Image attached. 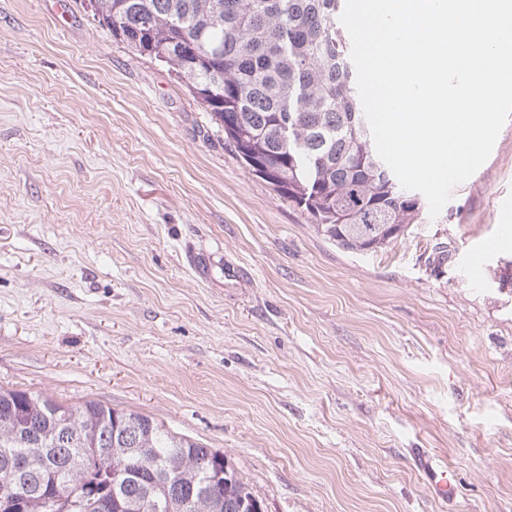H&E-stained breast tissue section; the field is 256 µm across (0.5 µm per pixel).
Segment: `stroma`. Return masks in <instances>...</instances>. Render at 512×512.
Returning <instances> with one entry per match:
<instances>
[{
    "mask_svg": "<svg viewBox=\"0 0 512 512\" xmlns=\"http://www.w3.org/2000/svg\"><path fill=\"white\" fill-rule=\"evenodd\" d=\"M67 2L0 0V387L162 421L265 512H512V116L438 216L347 251ZM411 455L415 468L425 475L428 486L436 496L444 500L453 496V490L448 480V470L440 465H434L435 455L429 449L413 448Z\"/></svg>",
    "mask_w": 512,
    "mask_h": 512,
    "instance_id": "1",
    "label": "stroma"
}]
</instances>
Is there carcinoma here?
<instances>
[{
	"instance_id": "cac0c4a2",
	"label": "carcinoma",
	"mask_w": 512,
	"mask_h": 512,
	"mask_svg": "<svg viewBox=\"0 0 512 512\" xmlns=\"http://www.w3.org/2000/svg\"><path fill=\"white\" fill-rule=\"evenodd\" d=\"M85 9L137 56L168 67L256 176L352 251L382 248L422 204L378 157L358 95L344 0H88ZM64 414L75 443L55 444ZM153 418L95 401L65 406L0 388V488L24 485L21 512H248L231 463Z\"/></svg>"
}]
</instances>
